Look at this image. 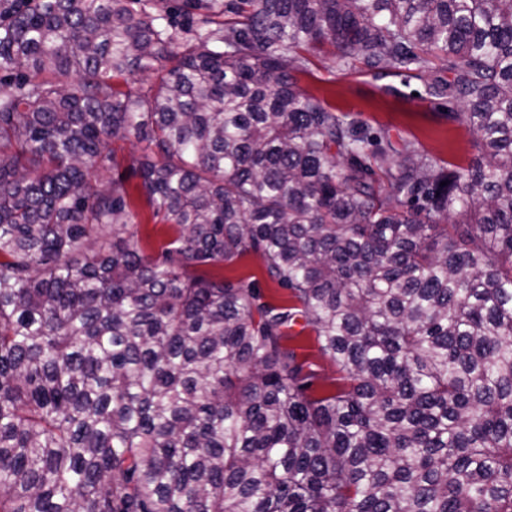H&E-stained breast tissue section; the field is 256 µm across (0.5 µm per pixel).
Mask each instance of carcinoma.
<instances>
[{"mask_svg":"<svg viewBox=\"0 0 512 512\" xmlns=\"http://www.w3.org/2000/svg\"><path fill=\"white\" fill-rule=\"evenodd\" d=\"M200 9L0 0V512H512V0ZM309 52L445 60L479 157L370 136ZM250 251L287 302L199 273ZM160 4L170 11L172 15L185 23L183 37L190 38L194 36L203 11L187 9L184 6L183 0H166ZM114 147L117 149L119 157H124L120 173L123 174L126 185L131 190V208L137 215L136 219L140 221L136 228L142 240L141 243L147 252L155 254L176 235V230L169 224L155 221L145 198L135 190V187L141 182L138 163L135 161L141 156L139 145L132 138L127 141H117ZM298 341H287L290 346H297V352L304 358L311 368L317 373L318 385L328 384L336 378V369L330 360L321 354L319 345L315 339L314 333L308 331L301 334Z\"/></svg>","mask_w":512,"mask_h":512,"instance_id":"carcinoma-1","label":"carcinoma"}]
</instances>
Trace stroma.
I'll return each instance as SVG.
<instances>
[{
  "label": "stroma",
  "mask_w": 512,
  "mask_h": 512,
  "mask_svg": "<svg viewBox=\"0 0 512 512\" xmlns=\"http://www.w3.org/2000/svg\"><path fill=\"white\" fill-rule=\"evenodd\" d=\"M450 78L446 63H437L435 70H426L413 77L386 71L376 73L362 66L336 67L330 59L312 55L307 70L300 74V85L306 92L324 100L337 113L361 122L372 133L393 144L413 142L419 150L435 159L468 167L479 153L468 126L456 115L447 101L428 95L426 88L433 76ZM123 163L121 172L131 188V208L139 224L137 230L149 253H157L176 234L170 225L155 221L144 197L136 193L140 184L137 161L141 156L135 140L116 142ZM217 280L255 279L264 294L276 301L287 298L285 290L271 282L260 254L249 253L235 263L213 270Z\"/></svg>",
  "instance_id": "stroma-1"
}]
</instances>
